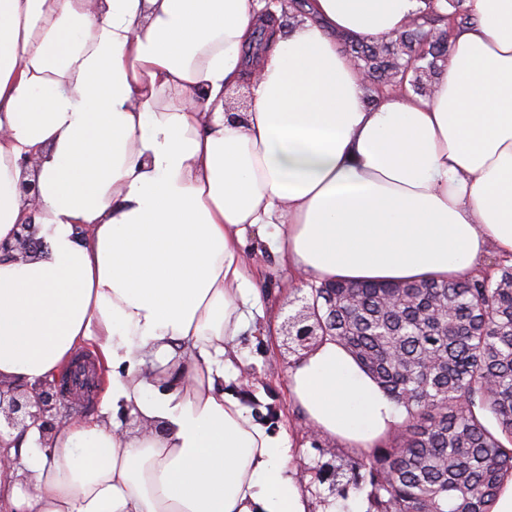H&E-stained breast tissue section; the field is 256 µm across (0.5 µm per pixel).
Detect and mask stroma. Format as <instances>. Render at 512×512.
Returning a JSON list of instances; mask_svg holds the SVG:
<instances>
[{"label": "stroma", "instance_id": "1", "mask_svg": "<svg viewBox=\"0 0 512 512\" xmlns=\"http://www.w3.org/2000/svg\"><path fill=\"white\" fill-rule=\"evenodd\" d=\"M245 254L258 294L249 328L228 348L232 365L225 372L224 389L237 396L268 433L287 437L293 450L289 466L308 498L309 512H357L365 493L332 491L311 474L327 462V450L340 455L343 446L311 430L289 396L288 371L295 357L283 348L280 327L287 301L296 289L310 288L311 283L281 263L275 243L247 242Z\"/></svg>", "mask_w": 512, "mask_h": 512}]
</instances>
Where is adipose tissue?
I'll list each match as a JSON object with an SVG mask.
<instances>
[{
  "instance_id": "adipose-tissue-1",
  "label": "adipose tissue",
  "mask_w": 512,
  "mask_h": 512,
  "mask_svg": "<svg viewBox=\"0 0 512 512\" xmlns=\"http://www.w3.org/2000/svg\"><path fill=\"white\" fill-rule=\"evenodd\" d=\"M470 5L434 94L370 106L338 38L390 36L420 0H310L254 61L259 0H0V241L29 219L44 241L0 261V379L34 385L88 343L111 370L101 419L8 448L10 512H307L284 439L222 388L256 293L243 248L276 236L315 283L457 279L490 244L512 258V0ZM288 388L363 452L402 419L333 341ZM120 406L163 433L122 430Z\"/></svg>"
}]
</instances>
